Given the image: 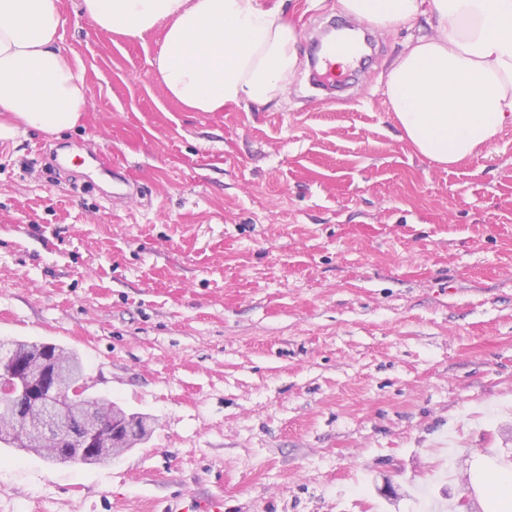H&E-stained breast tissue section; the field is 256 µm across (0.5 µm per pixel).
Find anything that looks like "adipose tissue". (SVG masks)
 <instances>
[{
  "label": "adipose tissue",
  "instance_id": "obj_1",
  "mask_svg": "<svg viewBox=\"0 0 512 512\" xmlns=\"http://www.w3.org/2000/svg\"><path fill=\"white\" fill-rule=\"evenodd\" d=\"M380 32L430 15L435 32L408 45L385 95L414 151L448 167L512 125V0H339ZM98 28L144 37L169 20L156 71L198 112L268 106L286 94L300 33L275 0H82ZM60 0H0V139L75 127L90 108L85 79L59 46Z\"/></svg>",
  "mask_w": 512,
  "mask_h": 512
}]
</instances>
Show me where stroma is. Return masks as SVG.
<instances>
[{
	"mask_svg": "<svg viewBox=\"0 0 512 512\" xmlns=\"http://www.w3.org/2000/svg\"><path fill=\"white\" fill-rule=\"evenodd\" d=\"M91 106L0 142V336L76 351L90 393L147 416L95 465L0 447V512H451L512 458V126L432 163L384 83L426 21L370 33L314 88L338 0L279 104L196 112L156 72L165 24L101 30L61 0ZM121 183H113V174ZM189 500V505L185 503ZM169 512H222L224 510V499L220 497L201 496H176L167 505Z\"/></svg>",
	"mask_w": 512,
	"mask_h": 512,
	"instance_id": "stroma-1",
	"label": "stroma"
}]
</instances>
